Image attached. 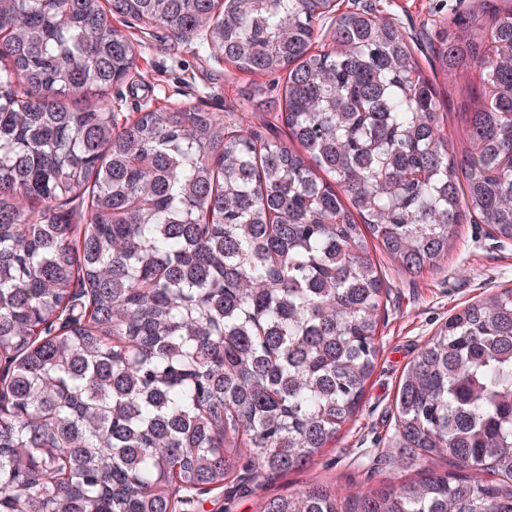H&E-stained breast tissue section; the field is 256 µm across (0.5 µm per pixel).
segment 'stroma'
Listing matches in <instances>:
<instances>
[{"instance_id":"stroma-1","label":"stroma","mask_w":512,"mask_h":512,"mask_svg":"<svg viewBox=\"0 0 512 512\" xmlns=\"http://www.w3.org/2000/svg\"><path fill=\"white\" fill-rule=\"evenodd\" d=\"M479 0H338L335 13L369 10L394 19L406 30L414 55L440 91L450 94L441 112L453 142H461L465 116L460 109L476 75L447 83L432 68L438 35L448 20L478 6ZM116 29L142 44L128 78L113 87L108 103L125 117L190 101L210 112L223 113L230 123L265 131L273 107L282 96L281 79L257 76L211 56L197 42L183 41L162 27H137L114 20ZM384 279L375 371L357 415L340 429L328 448L306 468L275 478L256 477L249 489L215 490L202 495L188 512H259L270 494H289L320 482L367 494L387 480L410 485L430 471L452 470V461L417 459L404 468L381 462L384 454L399 455L395 437L396 398L402 374L421 345L465 304L493 291L512 287V243L502 244L482 224H465L458 241L439 268L407 275L385 255L374 253Z\"/></svg>"}]
</instances>
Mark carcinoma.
I'll use <instances>...</instances> for the list:
<instances>
[{
  "label": "carcinoma",
  "instance_id": "1",
  "mask_svg": "<svg viewBox=\"0 0 512 512\" xmlns=\"http://www.w3.org/2000/svg\"><path fill=\"white\" fill-rule=\"evenodd\" d=\"M327 12L0 0V512H178L181 488L304 467L358 413L379 357L370 245L417 274L471 220L512 242V8L441 33L434 65L478 71L485 91L460 161L402 26L344 12L324 29ZM114 18L284 73L286 141L196 104L122 125L89 105L136 62ZM396 427L457 470L365 495L311 483L261 512H512V288L422 344Z\"/></svg>",
  "mask_w": 512,
  "mask_h": 512
}]
</instances>
